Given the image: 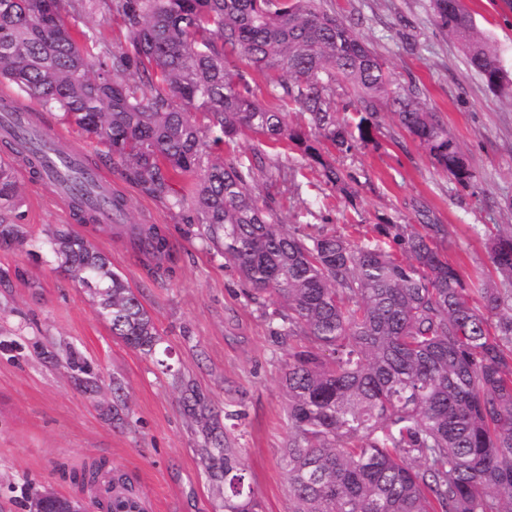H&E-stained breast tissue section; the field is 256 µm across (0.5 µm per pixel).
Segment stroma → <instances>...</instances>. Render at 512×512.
Segmentation results:
<instances>
[{
    "label": "stroma",
    "instance_id": "stroma-1",
    "mask_svg": "<svg viewBox=\"0 0 512 512\" xmlns=\"http://www.w3.org/2000/svg\"><path fill=\"white\" fill-rule=\"evenodd\" d=\"M479 31L512 73V6L465 0ZM328 8L415 86L461 144L477 179L462 187L435 168L388 111L374 142L347 154L330 152L348 175L347 190L326 185L299 151L275 147L246 131L224 140V161L267 162L296 170L300 195L281 197L284 224H316L360 240L376 224H413L416 208L447 225L449 262L467 281L492 278L486 234L512 225V91L489 88L470 68L462 46L435 26L430 0H328ZM66 143L94 157L128 204L131 224H156L174 246L172 274L159 276L116 229L83 233L121 272L153 317L154 355L113 336L83 288L42 246L48 230L74 218L54 188L16 165L25 246L0 242V512H29L49 489L98 512L94 488L74 481L84 466L106 461L124 474L149 512H224L223 450L235 448L255 493L257 512H288L285 469L289 428L282 385L288 342L263 315L262 303L223 257L203 248L188 212L172 211L127 179L94 143L44 113ZM92 373L100 392L86 391ZM128 393L129 422L112 420V382Z\"/></svg>",
    "mask_w": 512,
    "mask_h": 512
}]
</instances>
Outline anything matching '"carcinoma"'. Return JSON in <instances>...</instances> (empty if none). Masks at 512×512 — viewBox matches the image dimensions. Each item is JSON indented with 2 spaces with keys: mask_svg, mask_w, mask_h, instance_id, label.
I'll return each mask as SVG.
<instances>
[{
  "mask_svg": "<svg viewBox=\"0 0 512 512\" xmlns=\"http://www.w3.org/2000/svg\"><path fill=\"white\" fill-rule=\"evenodd\" d=\"M101 1L126 46L95 57V30L70 18ZM431 3L435 25L486 84L511 88L463 0ZM0 79L59 113L147 194L193 211L190 223L250 285L248 298L267 296L276 333L297 342L283 375L289 512H512V225L487 238L497 279L469 288L445 256L447 227L425 212L417 228L376 224L360 243L315 224L288 230L273 203L299 195L295 176L211 158L213 144L251 131L291 142L335 187L345 175L321 145L348 153L372 141L385 107L438 169L476 187L448 127L324 0H0ZM340 102L358 119L339 117ZM289 105L309 115L314 136L288 129ZM0 145L41 176L33 136ZM188 174L192 187L176 188ZM66 191L79 224L97 226L107 209L126 216L122 194L100 195L82 175ZM19 194L14 166L0 162V239L21 245ZM125 235L167 272L162 228L128 224ZM45 245L96 299L112 335L155 351L152 316L104 253L69 227ZM112 401L120 421L128 407L118 380ZM224 486V512H255L233 448ZM109 495L112 512L133 499L118 480L100 487L98 505Z\"/></svg>",
  "mask_w": 512,
  "mask_h": 512,
  "instance_id": "obj_1",
  "label": "carcinoma"
}]
</instances>
